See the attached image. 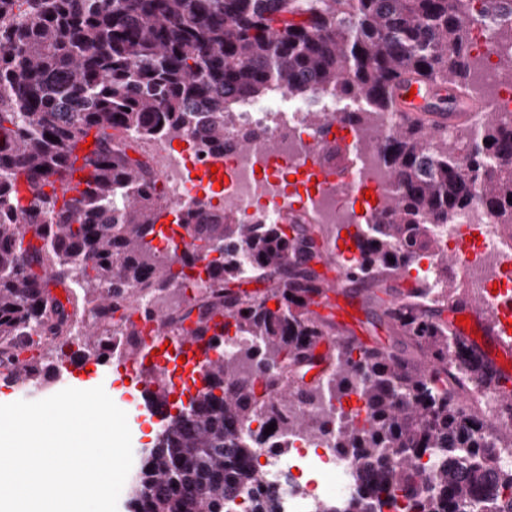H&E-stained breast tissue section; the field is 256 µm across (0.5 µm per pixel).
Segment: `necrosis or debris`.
<instances>
[{"instance_id":"1","label":"necrosis or debris","mask_w":512,"mask_h":512,"mask_svg":"<svg viewBox=\"0 0 512 512\" xmlns=\"http://www.w3.org/2000/svg\"><path fill=\"white\" fill-rule=\"evenodd\" d=\"M491 27L483 21L476 24L477 45L484 56L472 80L487 92L490 109L512 116V81L501 78L497 70V57L490 54ZM339 100L317 90L303 102L290 100L286 92H278L273 100L252 101L235 112L231 123L234 131H252L256 137L253 148L243 151L232 146L224 149V176L220 194L224 204L232 206L236 214L248 221L267 224L281 223L283 214L275 205L285 199L297 206H307L319 223L343 227L358 224L361 214L355 212L347 192H321L302 196L289 190L286 181L270 182L257 173L259 153L270 152L275 166L283 172L293 170L312 143L321 134L308 121L310 112H337ZM207 157L201 156L193 146L175 148L172 144L159 146L158 165L168 186V201L174 211H181L197 198L192 181V170L207 166ZM440 247L449 255H456L464 241H471L472 256L463 258L457 267L441 271L437 261L429 254L417 256L412 272L429 285L433 296H440L445 276L462 277L468 291L489 295L490 285L498 276L491 263L508 254V246L488 223L480 208L473 207L454 214L448 223L432 228ZM334 410L336 415L352 420L361 428L369 427V412L358 394H351L340 405H331L328 398L306 399L294 403L291 411L296 415L320 414ZM269 445L256 449L251 463L258 466L264 480L259 495L274 498L279 512H318L320 506L331 503L344 506L358 491L354 479L360 468L359 460L340 453L336 448L333 429L319 431L309 437L291 431L287 447H277L276 435H269Z\"/></svg>"}]
</instances>
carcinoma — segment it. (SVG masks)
I'll use <instances>...</instances> for the list:
<instances>
[{"label": "carcinoma", "instance_id": "carcinoma-1", "mask_svg": "<svg viewBox=\"0 0 512 512\" xmlns=\"http://www.w3.org/2000/svg\"><path fill=\"white\" fill-rule=\"evenodd\" d=\"M501 10L499 0H0V367L4 378L37 380L60 364L31 363L14 353L31 336H61L77 315L91 319L77 355L102 362L111 338L97 333L134 295L163 293L187 280L201 260L207 287L186 310L154 306L167 333L197 312L195 333L214 323L219 344L227 326L261 345L241 358L207 361L205 387L188 413L168 416L143 460L129 512H224L238 492L255 493L260 474L249 461L264 446L261 433L240 428L270 404L259 401L245 363L255 358L293 369L336 324L310 311L326 280L308 264L306 248L320 224H241L232 211L198 199L173 224L196 249L160 254L153 241L167 211V189L152 159L134 158L137 142H193L221 154L224 117L244 98L280 87L295 99L325 90L360 101V112H311L326 131L332 119L354 126L359 141L382 144L395 191L371 212L378 234H355V281L394 280L423 251H439L432 225L470 206L481 207L497 232L512 239V121L495 112L448 140L398 112L397 84L405 77L474 91L471 30L477 17ZM501 56H512V26L494 29ZM396 120L385 127L381 118ZM56 137L52 141L48 136ZM94 138L84 157L94 178L84 194L58 208L44 187L62 182L74 150ZM32 196L18 212L17 182ZM75 279L80 292L61 301L50 283ZM270 282L261 297L232 290L243 279ZM430 288L417 283L409 300L372 318L411 339L422 359L352 337L336 339L330 369L307 389H327L341 401L356 392L371 424L346 423L336 448L369 472L364 492L345 512H369L373 502L409 501L408 512H460L476 502L483 512H512V469L488 463L512 453L477 412L452 399L455 391L494 385L479 360L448 324L427 314ZM224 322L214 321L216 315ZM359 353L353 360V353ZM299 397L280 401L276 424L304 434L308 419L288 415ZM429 465L422 464L423 457Z\"/></svg>", "mask_w": 512, "mask_h": 512}]
</instances>
